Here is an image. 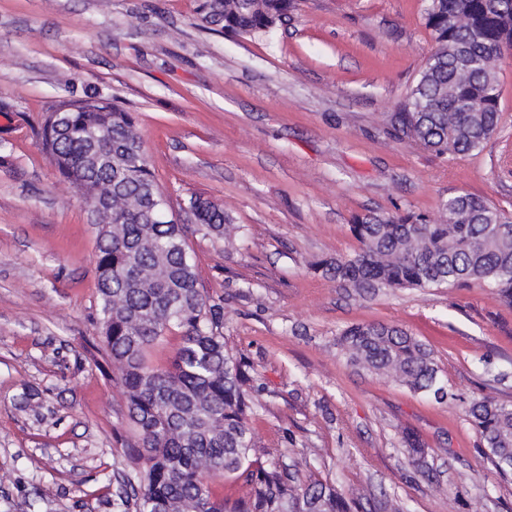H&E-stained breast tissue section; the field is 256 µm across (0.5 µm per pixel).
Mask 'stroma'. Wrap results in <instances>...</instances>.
Instances as JSON below:
<instances>
[{"label": "stroma", "instance_id": "35a3bbf8", "mask_svg": "<svg viewBox=\"0 0 512 512\" xmlns=\"http://www.w3.org/2000/svg\"><path fill=\"white\" fill-rule=\"evenodd\" d=\"M294 3L272 32L234 35L199 27L198 0H0V512H125L136 434L97 332L98 227L35 135L91 91L133 113L172 205L209 198L237 229L228 244L192 224L187 241L251 364L262 459L367 512H512L465 416L512 404V309L477 284L360 298L310 268L354 253L357 216L436 221L461 191L512 211V49L494 138L440 156L391 121L435 49L426 0ZM360 322L428 341L450 400L348 365L337 340Z\"/></svg>", "mask_w": 512, "mask_h": 512}]
</instances>
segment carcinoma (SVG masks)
I'll list each match as a JSON object with an SVG mask.
<instances>
[{
	"label": "carcinoma",
	"mask_w": 512,
	"mask_h": 512,
	"mask_svg": "<svg viewBox=\"0 0 512 512\" xmlns=\"http://www.w3.org/2000/svg\"><path fill=\"white\" fill-rule=\"evenodd\" d=\"M292 0H200L202 23L220 32L268 33L288 18ZM435 51L404 111L402 135L438 155L480 151L496 134L501 88L495 67L512 47V0H427ZM37 136L58 172L88 204H100L96 254L99 325L117 372L137 441L125 456L140 465L119 498L134 512H364L362 502L328 483L292 485L288 466L255 456L249 424L254 401L247 365L224 338L223 315L197 287L187 226L157 219L164 196L132 114L98 93L62 101ZM190 221L230 236L224 209L201 196L186 203ZM444 219L407 213L355 219L359 248L312 269L365 297L382 288L479 284L512 307V216L468 192L441 203ZM179 348L166 365L150 350L169 333ZM347 362L410 391L446 401L434 350L399 325L359 323L341 334ZM490 461L512 475V404L482 399L465 408ZM249 491L218 499L215 478Z\"/></svg>",
	"instance_id": "obj_1"
}]
</instances>
